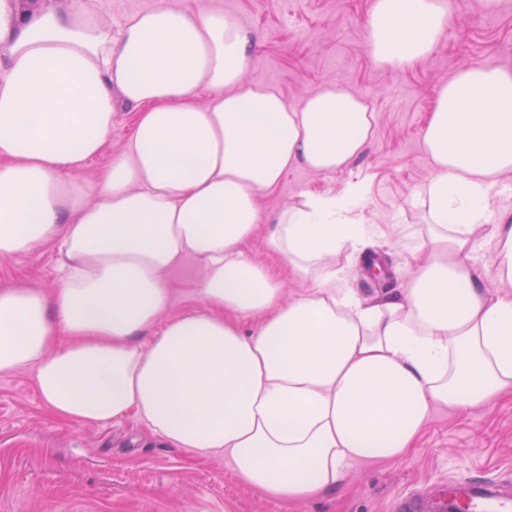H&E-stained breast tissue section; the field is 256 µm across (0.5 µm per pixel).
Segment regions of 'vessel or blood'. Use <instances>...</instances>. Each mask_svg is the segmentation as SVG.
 Here are the masks:
<instances>
[{"instance_id": "b4317fda", "label": "vessel or blood", "mask_w": 512, "mask_h": 512, "mask_svg": "<svg viewBox=\"0 0 512 512\" xmlns=\"http://www.w3.org/2000/svg\"><path fill=\"white\" fill-rule=\"evenodd\" d=\"M397 512H512V493L468 479H454L439 489L400 500Z\"/></svg>"}]
</instances>
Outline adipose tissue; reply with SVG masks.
I'll return each mask as SVG.
<instances>
[{"instance_id": "obj_1", "label": "adipose tissue", "mask_w": 512, "mask_h": 512, "mask_svg": "<svg viewBox=\"0 0 512 512\" xmlns=\"http://www.w3.org/2000/svg\"><path fill=\"white\" fill-rule=\"evenodd\" d=\"M446 15L443 0H375L374 62L427 57ZM255 48L219 12L158 7L116 32L87 0H0V257L58 252L52 291L0 289V374L33 367L55 418H135L300 503L339 488L354 464L406 455L437 410L512 389V294L483 285H512V211L489 206L512 173V69L465 66L440 85L413 274L398 295L363 301L336 268L365 241L363 185L273 213L260 198L288 169L357 160L374 113L339 84L290 104L246 79ZM203 88L217 98L201 103ZM121 106L136 113L125 151L83 178ZM488 224L494 261L480 268L475 236ZM264 225L267 250L309 289L288 294L246 253ZM188 257L203 270L201 308L140 344Z\"/></svg>"}]
</instances>
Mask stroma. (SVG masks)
Wrapping results in <instances>:
<instances>
[{
	"instance_id": "obj_1",
	"label": "stroma",
	"mask_w": 512,
	"mask_h": 512,
	"mask_svg": "<svg viewBox=\"0 0 512 512\" xmlns=\"http://www.w3.org/2000/svg\"><path fill=\"white\" fill-rule=\"evenodd\" d=\"M370 2L97 0L107 21L161 6L233 16L258 41L249 81L274 88L292 103L336 83L366 98L375 132L363 156L328 174L289 169L261 199L270 213L308 194L365 185L367 250L384 259L388 274L376 278L361 260L336 258L346 287L363 300L398 292L411 274L406 247L424 224L412 194L432 170L422 131L438 87L467 65L512 68V0H446L452 23L443 41L403 69H384L372 59L365 31ZM134 120L130 109H118L112 140L89 162L85 178L123 152ZM201 276L191 258L170 272V315L199 306L192 290ZM55 278L51 246L0 258L1 286L48 290ZM457 477L512 489V392L490 406L436 411L402 459L351 466L340 488L286 505L238 482L224 459H193L135 419L98 426L60 422L40 399L33 368L0 374V512H395L403 495Z\"/></svg>"
}]
</instances>
